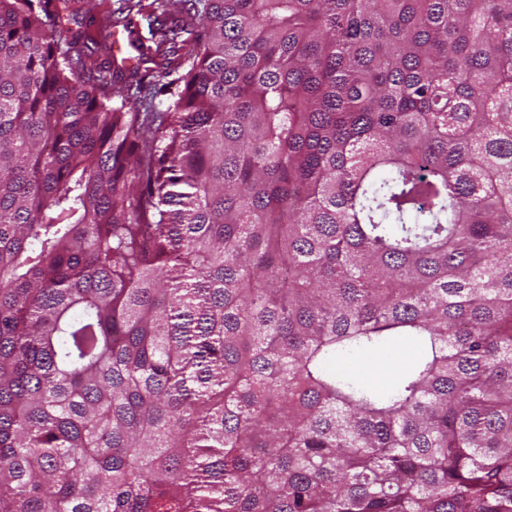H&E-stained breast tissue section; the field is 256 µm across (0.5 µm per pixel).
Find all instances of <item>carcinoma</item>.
Segmentation results:
<instances>
[{"instance_id": "obj_1", "label": "carcinoma", "mask_w": 512, "mask_h": 512, "mask_svg": "<svg viewBox=\"0 0 512 512\" xmlns=\"http://www.w3.org/2000/svg\"><path fill=\"white\" fill-rule=\"evenodd\" d=\"M165 23L0 0V512H512V0ZM101 0H94L89 3L88 0H78L73 6L80 11H88L95 17V22L91 29L96 34L98 40L101 42L99 50L96 52L95 57L101 62H112V37H109V22L107 18V2L99 5ZM152 1L153 0H142V4L145 5V7L142 11V15L135 16V32L131 37H128V34L124 32L121 27L117 29L118 34L113 35L114 51H121V44L118 39L119 35V38L124 47L125 56L137 57L139 50L142 49H144L146 52H149V54L155 53L159 39L157 34L152 35V33L155 32V28L158 27L159 23H161L160 21H162L164 18L159 16L154 23L152 22L154 18L160 13V11L154 13L153 7H149V4L152 3ZM148 14H151L150 19L147 17ZM129 42L137 49V51L136 49H131L128 47ZM415 354L414 345L403 340L373 356L346 357L337 367L351 377L359 378L381 391H387L395 385L405 364Z\"/></svg>"}]
</instances>
